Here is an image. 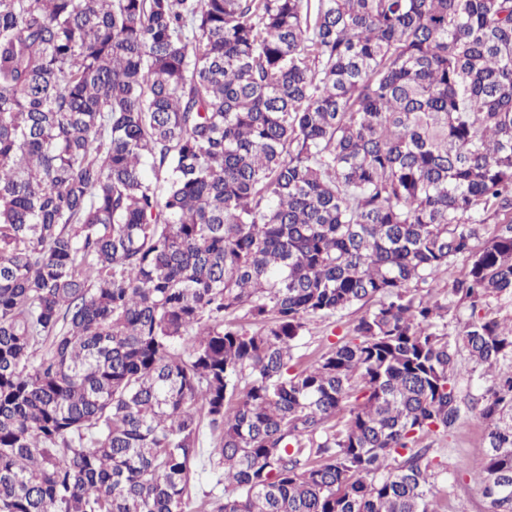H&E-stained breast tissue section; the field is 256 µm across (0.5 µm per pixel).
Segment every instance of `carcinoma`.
<instances>
[{"label":"carcinoma","mask_w":512,"mask_h":512,"mask_svg":"<svg viewBox=\"0 0 512 512\" xmlns=\"http://www.w3.org/2000/svg\"><path fill=\"white\" fill-rule=\"evenodd\" d=\"M502 297L512 0H0V512H512ZM360 306L357 304L341 315H337L335 323H333L335 319L328 321L319 318L310 322L302 341L304 344L295 351V355L306 362L318 351H325L331 342L337 341V336H343L353 326L357 317L366 309ZM332 331L336 335H332ZM434 448L435 462L448 472V485L441 482L438 485L446 498L447 512H484L485 500L470 481V473L480 468L486 451L483 426L474 419L464 418L453 435ZM460 461L467 464L468 471L456 472ZM194 481L191 483V495L185 512H208L203 511V503L210 500L212 496L224 497V486L215 488L216 478L209 472L203 471L200 465L194 469ZM212 493V496H206Z\"/></svg>","instance_id":"carcinoma-1"}]
</instances>
